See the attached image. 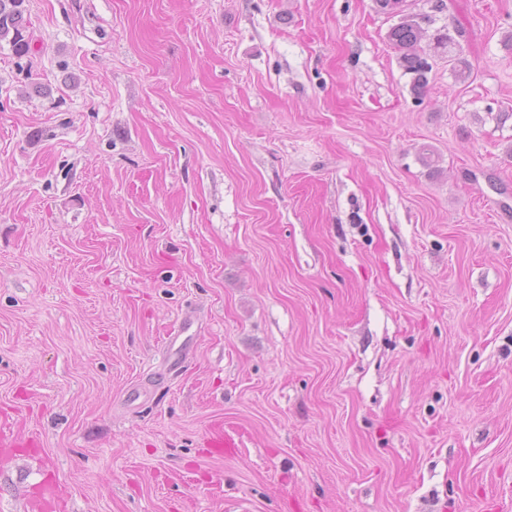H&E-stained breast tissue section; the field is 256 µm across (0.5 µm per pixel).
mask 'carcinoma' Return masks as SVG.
Returning <instances> with one entry per match:
<instances>
[{
	"instance_id": "carcinoma-1",
	"label": "carcinoma",
	"mask_w": 512,
	"mask_h": 512,
	"mask_svg": "<svg viewBox=\"0 0 512 512\" xmlns=\"http://www.w3.org/2000/svg\"><path fill=\"white\" fill-rule=\"evenodd\" d=\"M24 0H0V41L9 42L13 54L27 57L32 52L31 45L23 35L25 28ZM380 11L398 18L387 32V39L398 53V62L405 73L412 76V87L416 95H421L427 86L429 70L425 68L418 46L422 40H429L434 55L448 59L456 74L464 78L470 72L471 64L462 56L458 36L460 29L450 32L445 27L434 30L435 18L427 16V24L419 22L421 13L413 12L404 5L393 4L391 0H376Z\"/></svg>"
}]
</instances>
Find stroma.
<instances>
[{
	"label": "stroma",
	"mask_w": 512,
	"mask_h": 512,
	"mask_svg": "<svg viewBox=\"0 0 512 512\" xmlns=\"http://www.w3.org/2000/svg\"><path fill=\"white\" fill-rule=\"evenodd\" d=\"M445 2L417 97L375 0H26L0 411L66 512H512V0ZM242 442L241 430L224 420L215 421L207 430L205 446L209 448V455L224 458L225 454L237 452Z\"/></svg>",
	"instance_id": "stroma-1"
}]
</instances>
